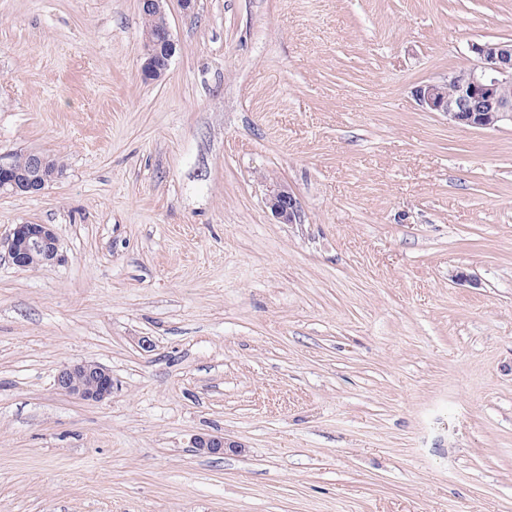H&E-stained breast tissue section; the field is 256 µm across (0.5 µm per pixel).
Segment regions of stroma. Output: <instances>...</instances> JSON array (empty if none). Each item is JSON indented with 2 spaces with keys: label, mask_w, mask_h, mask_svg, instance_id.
I'll list each match as a JSON object with an SVG mask.
<instances>
[{
  "label": "stroma",
  "mask_w": 512,
  "mask_h": 512,
  "mask_svg": "<svg viewBox=\"0 0 512 512\" xmlns=\"http://www.w3.org/2000/svg\"><path fill=\"white\" fill-rule=\"evenodd\" d=\"M166 13L148 82L139 0H0V160L63 166L0 193V512H512V128L412 96L512 0ZM84 360L109 400L55 389ZM145 32H159L168 24L166 16L151 13H140ZM144 32V33H145ZM145 33L142 44L141 76L144 80H158L168 70L172 57L176 51V43L172 37L170 28H167L162 39L154 38ZM29 155L16 154L12 158L14 167L23 169L28 164ZM10 162L0 161V191L21 195H40L61 172L56 168L51 156L31 153L27 170H16ZM267 204L274 216L282 224H294L300 218V201L285 186L270 187ZM6 244L9 258L18 267L26 268L32 260L41 265L58 260V236L51 224H17Z\"/></svg>",
  "instance_id": "obj_1"
}]
</instances>
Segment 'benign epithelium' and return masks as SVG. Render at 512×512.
Segmentation results:
<instances>
[{
	"instance_id": "1",
	"label": "benign epithelium",
	"mask_w": 512,
	"mask_h": 512,
	"mask_svg": "<svg viewBox=\"0 0 512 512\" xmlns=\"http://www.w3.org/2000/svg\"><path fill=\"white\" fill-rule=\"evenodd\" d=\"M468 50L477 64L453 70L442 81L419 85L413 93L419 107L438 112L448 122L464 129L499 130L512 127V40L471 42ZM176 51L171 30L157 39L144 34L141 76L158 80L168 70ZM61 172L51 156L33 153L30 166L17 170L0 161V191L11 194L39 195ZM267 204L282 224H294L300 218L298 197L285 186H273ZM12 263L25 268L33 260L42 265L58 260V236L52 224H17L7 239ZM56 389L89 403H102L112 397V374L94 361H81L62 368L55 377ZM194 445L208 454L224 453L222 436L200 435Z\"/></svg>"
}]
</instances>
